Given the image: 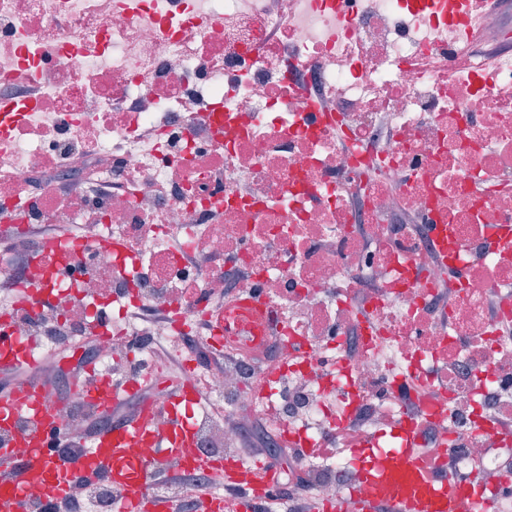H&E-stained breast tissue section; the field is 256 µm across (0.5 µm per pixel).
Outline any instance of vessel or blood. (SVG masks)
Listing matches in <instances>:
<instances>
[{
    "instance_id": "b4317fda",
    "label": "vessel or blood",
    "mask_w": 512,
    "mask_h": 512,
    "mask_svg": "<svg viewBox=\"0 0 512 512\" xmlns=\"http://www.w3.org/2000/svg\"><path fill=\"white\" fill-rule=\"evenodd\" d=\"M135 390L131 384L123 393L130 395ZM120 394L104 391L85 395L84 400L104 412L118 404ZM190 399L191 391L187 388L175 397L173 406L177 413L172 432L153 433L148 415L142 412L95 435L93 453L67 461L56 451L63 432L53 411L43 403L41 385L34 382L26 388L15 387L1 393L0 428L13 427L24 411L31 414L33 424L24 433L27 448L23 454L0 448V463L16 470L13 484L0 488V512H27L31 500L54 502L64 498L73 483L100 479L123 489L122 512H172V504L151 495L149 479L162 471L165 456L174 451L185 453L189 466L204 465L203 456L188 450L190 426L180 408ZM147 437L154 449L149 464L131 451L134 443ZM221 477L225 488L241 498L267 496L274 486L271 470L260 466L244 474L227 468L222 470ZM428 477L429 472L417 455L410 453L398 458L391 472L392 505L400 512H468L470 504L459 498L455 485L430 490L426 487Z\"/></svg>"
}]
</instances>
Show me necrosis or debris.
<instances>
[{"label": "necrosis or debris", "mask_w": 512, "mask_h": 512, "mask_svg": "<svg viewBox=\"0 0 512 512\" xmlns=\"http://www.w3.org/2000/svg\"><path fill=\"white\" fill-rule=\"evenodd\" d=\"M483 4L0 0V98L36 90L0 127V229L26 252L19 278L0 254L15 350L55 347L42 324L78 326L98 343L93 391L191 339L179 377L218 460L240 462V433L265 426L280 485L309 479L356 512L410 428L498 505L512 21L472 42ZM34 224L78 231L32 247ZM232 268L248 274L233 289ZM217 351L232 361L207 372ZM357 418L356 443L315 456Z\"/></svg>", "instance_id": "4bbe7bcc"}]
</instances>
